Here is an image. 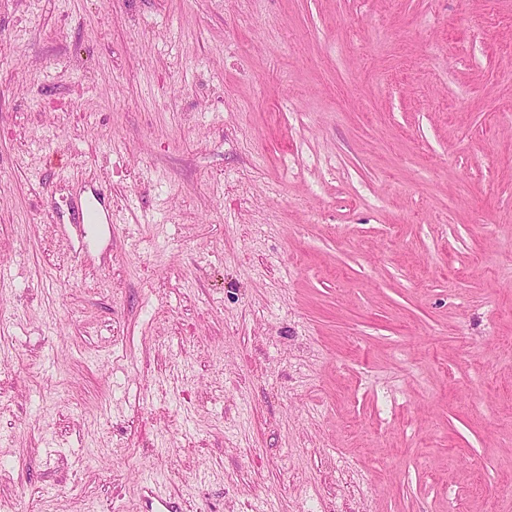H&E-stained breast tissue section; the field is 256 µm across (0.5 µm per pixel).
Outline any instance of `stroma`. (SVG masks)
Returning a JSON list of instances; mask_svg holds the SVG:
<instances>
[{
    "instance_id": "stroma-1",
    "label": "stroma",
    "mask_w": 512,
    "mask_h": 512,
    "mask_svg": "<svg viewBox=\"0 0 512 512\" xmlns=\"http://www.w3.org/2000/svg\"><path fill=\"white\" fill-rule=\"evenodd\" d=\"M152 478L512 512V0H0V502ZM112 187L106 183H95L92 185L90 195L73 205L76 211L77 224L103 223L105 219L107 224H112ZM102 211H101V209Z\"/></svg>"
}]
</instances>
